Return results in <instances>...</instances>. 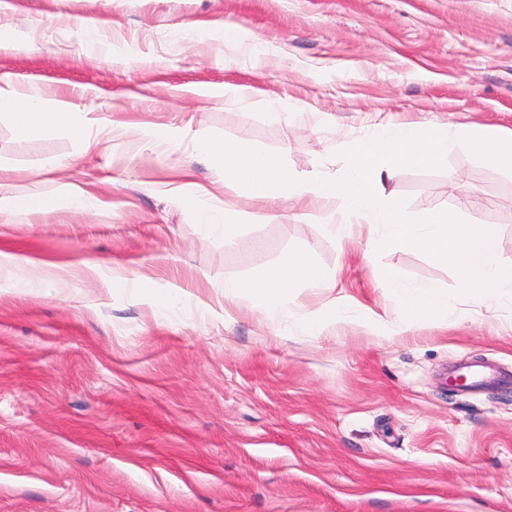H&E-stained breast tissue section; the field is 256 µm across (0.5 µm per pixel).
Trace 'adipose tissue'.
<instances>
[{
  "instance_id": "ef3b65f1",
  "label": "adipose tissue",
  "mask_w": 512,
  "mask_h": 512,
  "mask_svg": "<svg viewBox=\"0 0 512 512\" xmlns=\"http://www.w3.org/2000/svg\"><path fill=\"white\" fill-rule=\"evenodd\" d=\"M9 116L18 136L26 137L45 129H60L76 136H84L85 119L71 112L68 103L48 101L32 92L19 91L18 87L0 84V116ZM66 197L77 208H85L86 190L79 184L67 182L60 188L59 196L32 195L24 199L0 197V212L20 210L27 214L47 213L57 206L59 197ZM328 286L332 276L311 266L305 255L290 256L288 261L268 270L255 279L228 277L224 280V294L236 297L250 294L266 305L270 319H279L289 305L294 304L298 288L303 283Z\"/></svg>"
}]
</instances>
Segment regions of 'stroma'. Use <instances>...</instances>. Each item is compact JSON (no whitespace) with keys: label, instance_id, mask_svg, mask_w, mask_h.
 Masks as SVG:
<instances>
[{"label":"stroma","instance_id":"stroma-1","mask_svg":"<svg viewBox=\"0 0 512 512\" xmlns=\"http://www.w3.org/2000/svg\"><path fill=\"white\" fill-rule=\"evenodd\" d=\"M0 34L27 44L0 49L1 80L100 121L79 140L0 120V197L94 198L0 213V512H512V298L458 295L452 266L381 247L383 225L334 236L337 203L239 198L197 150L337 177L378 125L432 127L458 140L447 162L385 195L493 226L512 266V174L460 136L512 129V0H0ZM191 190L225 228L181 205ZM298 253L336 275L300 289L305 312L340 299L345 321L225 297ZM31 257L58 267L17 290ZM117 268L171 301L113 287ZM398 286L447 316L403 321ZM466 363L478 384L449 387Z\"/></svg>","mask_w":512,"mask_h":512}]
</instances>
